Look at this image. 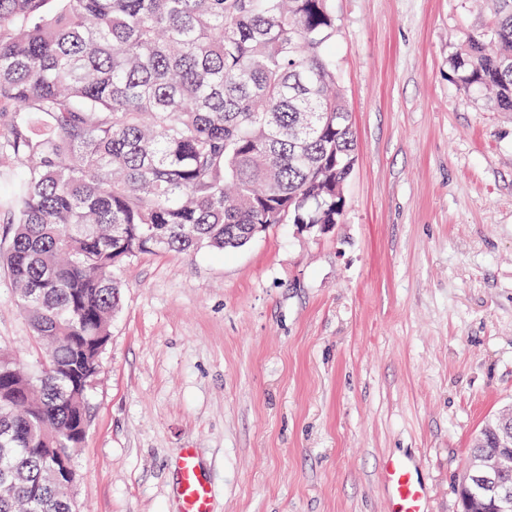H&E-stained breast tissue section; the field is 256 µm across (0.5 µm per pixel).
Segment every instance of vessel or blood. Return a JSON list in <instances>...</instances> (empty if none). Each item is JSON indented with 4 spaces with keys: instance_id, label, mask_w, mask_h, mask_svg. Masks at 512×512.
<instances>
[{
    "instance_id": "b4317fda",
    "label": "vessel or blood",
    "mask_w": 512,
    "mask_h": 512,
    "mask_svg": "<svg viewBox=\"0 0 512 512\" xmlns=\"http://www.w3.org/2000/svg\"><path fill=\"white\" fill-rule=\"evenodd\" d=\"M179 474V512H211L212 489L194 449H184L176 462ZM378 478L394 512H429L431 485L420 454L384 456Z\"/></svg>"
}]
</instances>
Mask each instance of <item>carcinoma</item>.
I'll use <instances>...</instances> for the list:
<instances>
[{
    "mask_svg": "<svg viewBox=\"0 0 512 512\" xmlns=\"http://www.w3.org/2000/svg\"><path fill=\"white\" fill-rule=\"evenodd\" d=\"M0 0V253L49 348L0 356V512H75L50 473L86 436L120 305L144 254L224 253L275 224H338L356 139L332 64V0ZM453 68L512 112V0H482ZM512 420L484 422L471 455ZM463 512H492L476 485Z\"/></svg>",
    "mask_w": 512,
    "mask_h": 512,
    "instance_id": "cac0c4a2",
    "label": "carcinoma"
}]
</instances>
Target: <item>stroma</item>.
<instances>
[{"instance_id": "stroma-1", "label": "stroma", "mask_w": 512, "mask_h": 512, "mask_svg": "<svg viewBox=\"0 0 512 512\" xmlns=\"http://www.w3.org/2000/svg\"><path fill=\"white\" fill-rule=\"evenodd\" d=\"M357 162L340 222L123 266L74 458L78 512H178L195 449L213 512H389L391 453L423 452L430 512L512 408V112L449 58L469 0H333ZM38 362L0 265V351ZM511 413H502L498 416L492 417L484 422L479 434L475 437L472 448L471 456L475 457L476 454L487 452L493 448V433L500 429V426L510 422Z\"/></svg>"}]
</instances>
